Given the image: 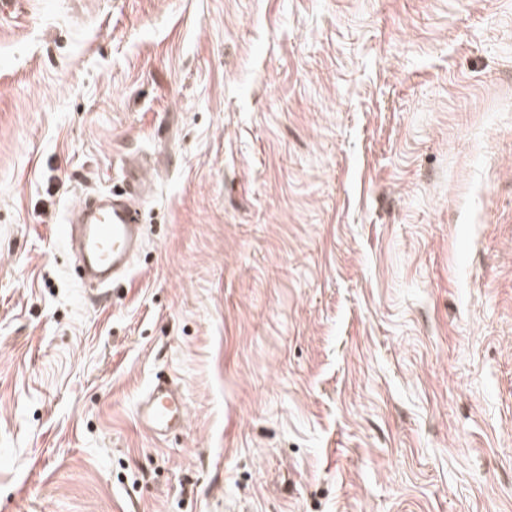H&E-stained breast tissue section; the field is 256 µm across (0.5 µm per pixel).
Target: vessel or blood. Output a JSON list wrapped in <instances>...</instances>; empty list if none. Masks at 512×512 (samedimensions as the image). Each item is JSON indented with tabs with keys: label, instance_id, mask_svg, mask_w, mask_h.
Here are the masks:
<instances>
[{
	"label": "vessel or blood",
	"instance_id": "obj_1",
	"mask_svg": "<svg viewBox=\"0 0 512 512\" xmlns=\"http://www.w3.org/2000/svg\"><path fill=\"white\" fill-rule=\"evenodd\" d=\"M141 227L137 208L116 200L102 204L88 197L81 201L77 219L62 225L60 232L66 241H77L83 276L106 287L117 270L126 269ZM186 417L182 395L161 378L151 384L137 406L139 422L158 435L166 434Z\"/></svg>",
	"mask_w": 512,
	"mask_h": 512
}]
</instances>
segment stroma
Masks as SVG:
<instances>
[{
	"mask_svg": "<svg viewBox=\"0 0 512 512\" xmlns=\"http://www.w3.org/2000/svg\"><path fill=\"white\" fill-rule=\"evenodd\" d=\"M0 512H512V0H17ZM142 228L136 207L114 199L101 204L86 197L80 203L77 219H68V224H63L60 232L70 246L74 242L75 230H79L82 274L105 288L112 284L117 270L128 267L130 254L138 244ZM187 417L182 395L165 379H156L137 406L139 422L154 434L165 435Z\"/></svg>",
	"mask_w": 512,
	"mask_h": 512,
	"instance_id": "35a3bbf8",
	"label": "stroma"
}]
</instances>
